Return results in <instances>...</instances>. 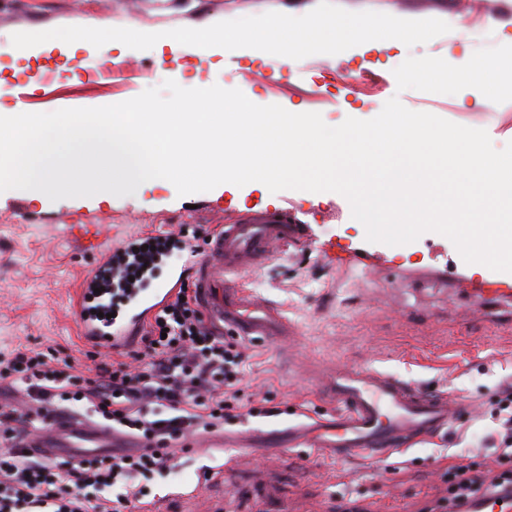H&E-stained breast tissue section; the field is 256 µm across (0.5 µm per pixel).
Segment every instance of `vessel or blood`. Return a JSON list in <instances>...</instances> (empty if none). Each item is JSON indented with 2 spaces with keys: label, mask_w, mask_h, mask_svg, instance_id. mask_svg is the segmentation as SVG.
<instances>
[{
  "label": "vessel or blood",
  "mask_w": 512,
  "mask_h": 512,
  "mask_svg": "<svg viewBox=\"0 0 512 512\" xmlns=\"http://www.w3.org/2000/svg\"><path fill=\"white\" fill-rule=\"evenodd\" d=\"M69 232L84 250H97V227L73 224ZM303 228L285 207L252 210L227 219L203 251L182 247L181 263L171 278L147 298L134 302L112 321L90 313L89 299L76 307L86 339L111 349L126 343L142 321L153 314L191 277L199 304L220 328L243 337L282 340L297 336L295 325L273 303L250 295L239 281L277 250L302 241ZM322 396L337 406L324 421L289 429L288 444L310 445L332 458L378 456L409 439L447 427L459 412L446 396L426 393L374 369L332 368L319 381ZM30 453L47 459L74 460L93 451L140 448L144 442L112 431L72 412H51L44 427L22 437Z\"/></svg>",
  "instance_id": "1"
}]
</instances>
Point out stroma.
I'll return each mask as SVG.
<instances>
[{
    "mask_svg": "<svg viewBox=\"0 0 512 512\" xmlns=\"http://www.w3.org/2000/svg\"><path fill=\"white\" fill-rule=\"evenodd\" d=\"M318 0H0V42L38 27H95L103 22L144 28H176L212 18L234 20L270 11L303 14ZM412 47L359 45L320 61L280 64L278 56L253 50L227 54L194 48L102 53L82 43L75 54L60 50L16 56L0 52V111L54 112L120 103L168 79L184 88L219 85L240 89L255 104L295 106L321 113L328 125L346 118L376 117L390 98L408 109L453 123L475 124L490 138H512V97L491 95L487 85L449 81L445 92L403 79ZM512 53V26L499 19L467 33L448 59ZM115 73L112 89L86 81L103 61ZM288 206L307 238L278 252L245 280L259 296L279 305L299 327L294 340L249 342L251 366L242 401L268 397L277 415L224 426L226 449L197 444L172 448V473L143 485L151 498L170 497L174 512H337L340 495L357 497L363 512H421L442 495L449 465L496 468L477 450L489 434L505 384L512 383V299L475 308L470 289L479 277L456 267L446 239L421 235L403 246L369 243L365 228L342 195L283 190L272 196L228 186L178 196L174 185L153 182L139 193L97 202L87 197L35 201L0 192V355L17 346L52 351L72 361L88 380L100 364L126 361L124 351H99L82 339L73 301L105 257L128 239L163 226L214 229L225 217ZM71 224H97L102 249L83 251L70 238ZM359 251L368 266L339 265L337 254ZM374 368L427 392L444 393L460 406L458 419L432 437L374 460L331 459L306 446L257 448L239 457L231 476L199 486L203 469L224 464L243 435L282 432L329 418L333 407L318 392L327 368Z\"/></svg>",
    "mask_w": 512,
    "mask_h": 512,
    "instance_id": "obj_1",
    "label": "stroma"
}]
</instances>
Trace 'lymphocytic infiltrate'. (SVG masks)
Wrapping results in <instances>:
<instances>
[{
  "mask_svg": "<svg viewBox=\"0 0 512 512\" xmlns=\"http://www.w3.org/2000/svg\"><path fill=\"white\" fill-rule=\"evenodd\" d=\"M170 250L151 238L143 250L118 255L115 274L101 276L104 288L123 295L144 290ZM131 363L106 364L91 385H82L70 361L24 346L0 357V379L21 383L40 407L80 406L112 430L152 440L137 452L95 456L76 464L33 460L18 448L19 432L44 424L0 410V512H138L146 496L139 480L171 469L168 448L179 434L223 426L239 409L238 383L247 356L242 340L222 336L204 320L190 286L153 316ZM115 490L114 502L102 491ZM512 500V470L448 469V495L438 512H473L479 498Z\"/></svg>",
  "mask_w": 512,
  "mask_h": 512,
  "instance_id": "1",
  "label": "lymphocytic infiltrate"
}]
</instances>
